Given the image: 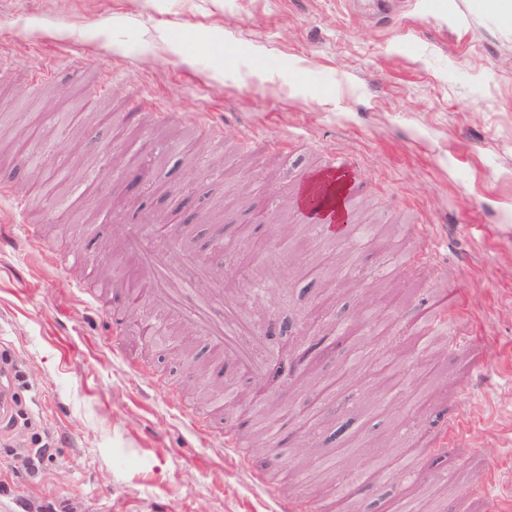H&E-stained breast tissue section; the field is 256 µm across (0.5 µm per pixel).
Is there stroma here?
Returning <instances> with one entry per match:
<instances>
[{
  "label": "stroma",
  "instance_id": "35a3bbf8",
  "mask_svg": "<svg viewBox=\"0 0 512 512\" xmlns=\"http://www.w3.org/2000/svg\"><path fill=\"white\" fill-rule=\"evenodd\" d=\"M389 2L374 16L362 0H0V141L17 147L0 155V228L21 220L41 241L30 259L0 252V346L20 362L35 422L21 444L48 449L31 470L0 447V512L8 500L28 512H272L254 472L350 512L337 476L357 458L370 472L404 456L424 477L367 485L366 512H393L402 497L420 512H485L468 491L491 463L512 502V23L481 0ZM34 149L37 180L18 162ZM330 154L353 159L365 188L356 220L375 232L357 253L292 217L301 174ZM154 216L188 227L192 252L258 321L295 323V334L263 336L260 380L178 321L170 349L114 337L108 317L88 324L68 285L79 272L58 254L118 257L134 284L128 228ZM218 225L237 248L213 250ZM441 235L452 245L437 268L378 275L387 255ZM446 288L473 342L418 352L417 302ZM366 291L381 292L386 328L363 346L375 355L398 339L379 371L389 381L402 368L400 401L345 377L347 338L314 355L318 382H291L283 361ZM186 346L213 389L263 386L290 446L311 437L307 463L271 464V447L200 451L201 429L252 430L193 389ZM477 363L488 384L457 400ZM451 413L470 435L459 452L429 456Z\"/></svg>",
  "mask_w": 512,
  "mask_h": 512
}]
</instances>
